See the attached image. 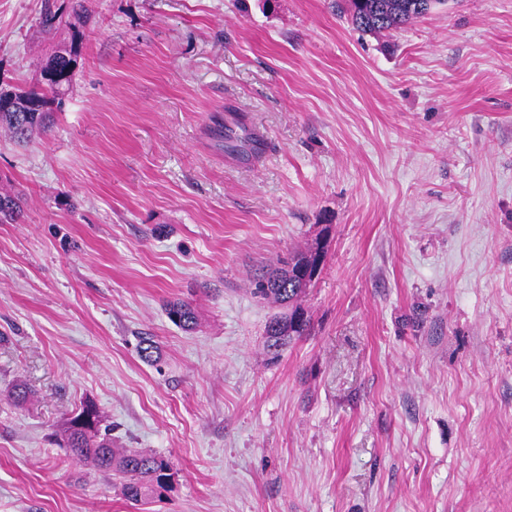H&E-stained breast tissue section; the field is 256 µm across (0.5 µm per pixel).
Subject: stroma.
Here are the masks:
<instances>
[{
  "mask_svg": "<svg viewBox=\"0 0 512 512\" xmlns=\"http://www.w3.org/2000/svg\"><path fill=\"white\" fill-rule=\"evenodd\" d=\"M70 46L45 128L0 129V512H512V0L377 35L335 0H0V90ZM317 241L271 359L255 280ZM87 399L169 491L54 442ZM168 318L182 329H191L197 324V315L189 302L170 301L165 307Z\"/></svg>",
  "mask_w": 512,
  "mask_h": 512,
  "instance_id": "35a3bbf8",
  "label": "stroma"
}]
</instances>
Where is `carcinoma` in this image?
I'll use <instances>...</instances> for the list:
<instances>
[{
  "label": "carcinoma",
  "instance_id": "1",
  "mask_svg": "<svg viewBox=\"0 0 512 512\" xmlns=\"http://www.w3.org/2000/svg\"><path fill=\"white\" fill-rule=\"evenodd\" d=\"M447 0H346L343 14L356 29L371 34L398 29L426 15ZM75 51L60 49L41 71V79L25 89L0 92V127L19 141L44 125L47 104L69 89L75 69ZM0 215L16 221L20 206L15 198L0 196ZM325 253L318 245L307 252L291 255L284 267L255 283V293L288 307V312L272 317L265 326L266 349L272 357L292 341L310 331V318L302 306L306 288L319 275ZM168 318L182 329L197 324V315L186 301H170L165 307ZM100 414L96 404L85 400L62 429L65 446L78 461L100 473L117 472L125 476L124 496L136 505L159 497L172 485L170 462L155 454L121 451L112 445V437L99 433Z\"/></svg>",
  "mask_w": 512,
  "mask_h": 512
}]
</instances>
